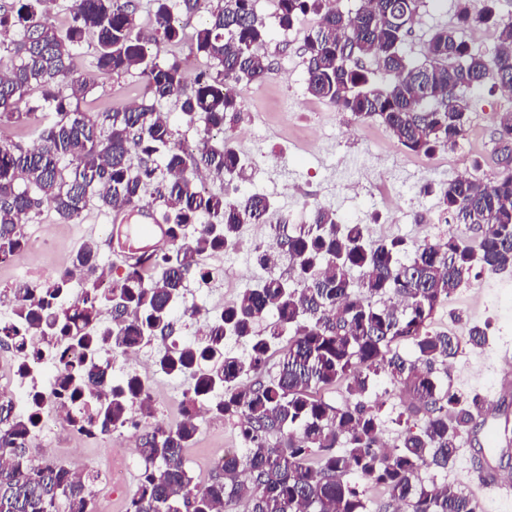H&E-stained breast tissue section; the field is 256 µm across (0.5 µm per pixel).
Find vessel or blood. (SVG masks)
<instances>
[{
  "label": "vessel or blood",
  "instance_id": "1",
  "mask_svg": "<svg viewBox=\"0 0 512 512\" xmlns=\"http://www.w3.org/2000/svg\"><path fill=\"white\" fill-rule=\"evenodd\" d=\"M126 215L116 210L112 213V236L119 242L113 251L114 256L128 265L137 264L144 252L170 246L172 240L165 225L159 224L151 209L141 212L140 229L146 242L145 250L122 246L120 239L125 228ZM489 408L481 414L479 431L483 444L490 448L486 457L472 479L473 492L483 496L494 494L498 502L512 507V482L505 480L498 468L497 457L512 453V413L503 411V404L512 402V375L502 374L495 383V389L488 395Z\"/></svg>",
  "mask_w": 512,
  "mask_h": 512
}]
</instances>
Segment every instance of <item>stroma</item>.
I'll list each match as a JSON object with an SVG mask.
<instances>
[{"label": "stroma", "instance_id": "stroma-1", "mask_svg": "<svg viewBox=\"0 0 512 512\" xmlns=\"http://www.w3.org/2000/svg\"><path fill=\"white\" fill-rule=\"evenodd\" d=\"M274 11L273 0H256V13L269 32L261 52L270 62L271 72L263 82L239 85L242 114L226 129L234 148L249 163V178L240 183V192L264 195L273 207L266 223L243 228L241 246L206 256V263L221 264L223 273L213 274L206 283L197 274H189L171 316L172 338L180 343L197 339L198 320L191 317V309L217 311L267 277V270L254 257L253 245L273 235L276 225L307 223L309 205L334 210L342 223L363 225L373 240L403 236L434 241L465 231L463 225L440 219L436 190L460 176L487 181L501 170L493 153L495 132L501 113L512 111V95L488 88L469 95L472 122L456 149L429 156L409 153L385 127L336 112L308 92L301 51L306 26L301 23L282 31ZM454 21V0H426L411 25L404 51L413 59H421L432 31ZM76 65L92 84L84 111L108 112L141 100V87L134 77L99 76L88 49H81ZM425 182L431 183L432 193H421ZM23 230L26 237L43 239L44 244L22 249L15 256V265H0V320L11 316L17 268L37 270L52 278L70 265L74 251L83 242L90 241L98 249L101 265L116 273L123 269L109 247L111 212L97 203H90L80 223L64 222L54 211L46 210L24 224ZM472 324L485 328L487 343L480 349L461 345L450 361L448 380L458 392L483 396L506 368L495 352L502 341L512 340V274L483 273L472 279L437 310L430 328L462 336ZM152 378L151 420L174 423L182 414L191 380L159 370ZM407 400L403 388L383 377L370 390L369 401L378 407L384 422L386 443H394L403 430L397 417ZM199 426L186 457L192 474L203 483L224 451H238L242 445L236 421L203 419ZM130 434L126 428L86 439L73 455L67 450V431L56 422L49 424L45 442L58 450L54 462L69 469L82 466L101 473L102 480L95 487L96 512H122L126 497L113 491L107 474L112 469L113 449L123 447ZM482 460L480 443L465 437L448 466V484L470 492L473 470Z\"/></svg>", "mask_w": 512, "mask_h": 512}]
</instances>
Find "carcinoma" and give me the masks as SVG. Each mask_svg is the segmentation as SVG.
Returning a JSON list of instances; mask_svg holds the SVG:
<instances>
[{"label": "carcinoma", "mask_w": 512, "mask_h": 512, "mask_svg": "<svg viewBox=\"0 0 512 512\" xmlns=\"http://www.w3.org/2000/svg\"><path fill=\"white\" fill-rule=\"evenodd\" d=\"M47 0H13L0 8V127L26 118L36 145L31 149L0 135V262L25 245L23 219L48 209L77 224L95 200L107 209L132 212L152 204L169 230L172 248L150 253L113 279L112 291L97 288V247L84 243L72 266L84 288L61 309L69 291L65 270L32 287L13 288L12 317L0 322V347L18 355L36 351L33 338L55 340L81 351L59 360L69 401L61 417L82 420L93 435L137 430L142 467L125 512H477L469 495L440 482L460 440L484 408L448 385V360L461 340L486 344L484 328L467 336L428 330L437 309L479 273L512 272V112L500 116L494 154L503 171L483 181L456 178L440 187L439 205L476 241L456 235L435 242L395 236L371 241L361 224H342L335 211L316 206L312 222L281 234L274 248L254 249L257 262L274 269L288 259L291 274H269L244 290L216 315L197 344L166 345L156 361L168 375L192 380L174 425L135 422L136 405L151 416L152 397L136 372L108 380L101 358L123 356L136 344L166 339L185 276H209L202 257L241 243L247 224L264 220L271 202L257 194L214 195L196 185L207 169L228 183L246 179L240 154L212 131L240 118L234 90L263 80L271 71L258 49L268 32L255 11L256 0H151L152 37L135 23V0H75L65 28L47 14ZM283 31L312 15L303 41L307 89L336 111L360 121H377L414 154L453 150L467 133L468 112H450L446 100L466 98L487 84L512 91V18L496 15L495 0L475 8L457 0L450 27L429 37L424 61L403 52L405 38L423 0H361L344 11L335 0H274ZM179 11L204 13L191 35L172 22ZM496 28L499 51L488 60L459 36L473 26ZM21 31V38L9 34ZM155 46H179L211 66L183 94L185 59L164 58ZM93 48L96 71L104 77L131 75L145 82L149 97L133 107L96 113L80 110L90 92L74 65L76 50ZM374 58L388 83H373L358 65ZM176 98L188 123L197 126L196 147L183 149L155 103ZM137 137V169L129 144ZM205 222L198 223L199 219ZM110 312L111 322L101 320ZM249 347L242 359L229 340ZM409 344L411 356L399 346ZM276 359L275 371L267 370ZM384 376L406 388L405 432L384 451L383 421L365 401L369 380ZM345 386L342 404L323 392ZM237 420L245 453L216 464L209 481L195 482L186 448L198 433L197 404ZM37 414L14 415L0 401V512H95L96 472L81 478L53 463H34L27 440ZM357 481L352 482L349 476ZM379 490L382 496L368 495Z\"/></svg>", "instance_id": "1"}]
</instances>
